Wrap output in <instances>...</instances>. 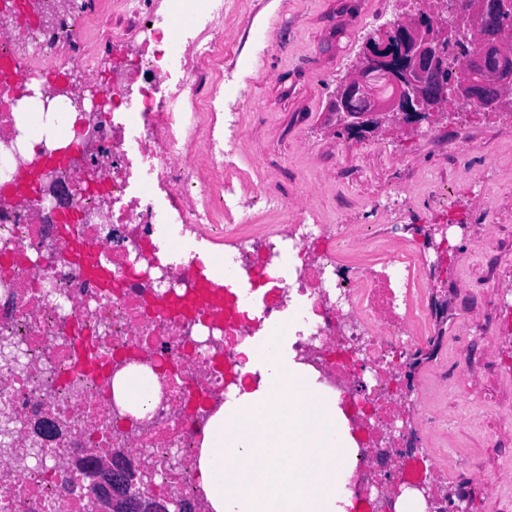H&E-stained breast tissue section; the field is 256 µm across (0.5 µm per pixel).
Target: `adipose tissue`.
<instances>
[{
  "instance_id": "ef3b65f1",
  "label": "adipose tissue",
  "mask_w": 512,
  "mask_h": 512,
  "mask_svg": "<svg viewBox=\"0 0 512 512\" xmlns=\"http://www.w3.org/2000/svg\"><path fill=\"white\" fill-rule=\"evenodd\" d=\"M285 345L283 332L268 330L247 348L246 369L259 381L234 388L203 428L195 469L205 512H346L341 488L352 462L338 399ZM113 387L139 418L155 380L129 365Z\"/></svg>"
}]
</instances>
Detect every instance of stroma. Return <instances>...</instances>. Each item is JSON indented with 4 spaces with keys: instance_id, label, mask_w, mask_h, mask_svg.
Returning <instances> with one entry per match:
<instances>
[{
    "instance_id": "1",
    "label": "stroma",
    "mask_w": 512,
    "mask_h": 512,
    "mask_svg": "<svg viewBox=\"0 0 512 512\" xmlns=\"http://www.w3.org/2000/svg\"><path fill=\"white\" fill-rule=\"evenodd\" d=\"M423 7L422 0H225L224 64L247 90L236 187L254 221L241 241L255 243L270 225L287 234L289 215L258 197L268 188L285 203L305 202L315 223L344 235L429 250L432 338L417 349L404 420L440 488L465 494L463 512H503L512 503V113L448 103L411 133L350 136L331 110L367 41ZM75 20L96 34L86 53L111 66L103 49L126 22L121 9L90 0ZM259 34L268 44L260 59ZM491 311L500 331L466 345L462 323ZM425 409L439 416L437 427H421Z\"/></svg>"
}]
</instances>
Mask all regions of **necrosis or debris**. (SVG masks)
<instances>
[{"mask_svg": "<svg viewBox=\"0 0 512 512\" xmlns=\"http://www.w3.org/2000/svg\"><path fill=\"white\" fill-rule=\"evenodd\" d=\"M112 35L111 69L82 44L72 12L18 39L0 25V512H86L76 458L118 447L154 478L158 501H200L193 467L209 414L236 385L244 347L287 320L297 360L341 395L369 404L345 486L370 512L414 495L387 468L414 436L399 427L396 360L427 339L432 261L417 246L381 256L371 276H345L336 256L354 242L291 213L228 263L204 260L186 229L237 238L252 223L234 201L239 100L224 67V0H146ZM95 89L110 108L94 109ZM93 242L105 275L66 259ZM301 259L290 270L287 256ZM251 275L252 288L201 287L205 272ZM148 367L156 395L124 423L116 371Z\"/></svg>", "mask_w": 512, "mask_h": 512, "instance_id": "obj_1", "label": "necrosis or debris"}]
</instances>
